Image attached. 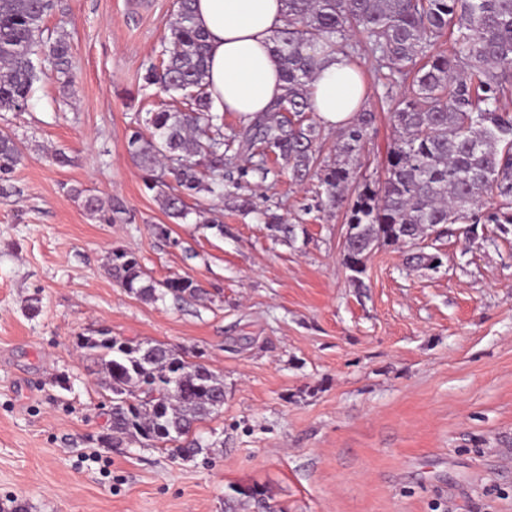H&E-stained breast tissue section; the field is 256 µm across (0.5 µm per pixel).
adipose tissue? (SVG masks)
<instances>
[{
    "mask_svg": "<svg viewBox=\"0 0 512 512\" xmlns=\"http://www.w3.org/2000/svg\"><path fill=\"white\" fill-rule=\"evenodd\" d=\"M282 0H196L195 21L207 34L212 109L254 116L280 93L272 38L282 25ZM366 84L341 54L326 56L311 85L312 110L340 127L360 111Z\"/></svg>",
    "mask_w": 512,
    "mask_h": 512,
    "instance_id": "obj_1",
    "label": "adipose tissue"
}]
</instances>
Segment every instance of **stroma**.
<instances>
[{
	"label": "stroma",
	"mask_w": 512,
	"mask_h": 512,
	"mask_svg": "<svg viewBox=\"0 0 512 512\" xmlns=\"http://www.w3.org/2000/svg\"><path fill=\"white\" fill-rule=\"evenodd\" d=\"M56 4L46 26L70 35L72 93L50 75L27 111L0 112L21 149L0 192V512H512V232L436 241V271L379 247L358 286L345 208L281 160L247 193L298 225L294 241L232 196L203 201L223 234L174 222L127 150L161 103L145 67L174 0ZM407 91L365 100L357 181L384 178ZM88 193L123 218L90 216ZM115 249L205 296L137 299L108 272ZM101 332L195 351L223 376L220 414L195 430L203 453L102 444L109 409L76 346Z\"/></svg>",
	"instance_id": "1"
}]
</instances>
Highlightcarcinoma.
Here are the masks:
<instances>
[{"mask_svg": "<svg viewBox=\"0 0 512 512\" xmlns=\"http://www.w3.org/2000/svg\"><path fill=\"white\" fill-rule=\"evenodd\" d=\"M193 2L176 0L161 65H150L145 76L169 102L150 113L147 131L135 128L127 141L146 171L145 188L168 217L186 219L187 198L231 194L247 187L251 174L266 178L271 153L288 164L292 180L317 176L327 206L347 203L343 262L355 283L380 245L409 244L415 247L409 263L435 270L441 258L421 246L427 238L451 235L460 224L474 240L482 222L502 230L512 224V0H283V27L272 48L282 92L268 111L227 131L212 111L206 34L195 25ZM55 7V0H0V112L26 110L34 84L46 75L45 61L69 83V34L62 29L44 39ZM446 36L448 51L441 49ZM361 43L375 61L368 89L402 82L409 92L391 112L397 138L384 180L365 181L348 198L353 173L346 163L320 160V131L307 112L315 48L349 57ZM374 119L370 111L354 114L342 128L341 153L361 149ZM242 154L259 160L240 166ZM20 155L15 139L1 131V182ZM84 207L107 223L125 212L95 195L85 197ZM259 216L274 233L295 240L296 225L268 209ZM108 271L144 301L206 295L188 277L153 280L125 251H111ZM77 347L100 366V387L112 403L113 445L136 442L183 458L202 452L199 441L183 440L224 406V379L210 365L183 348L105 333L80 336Z\"/></svg>", "mask_w": 512, "mask_h": 512, "instance_id": "cac0c4a2", "label": "carcinoma"}]
</instances>
